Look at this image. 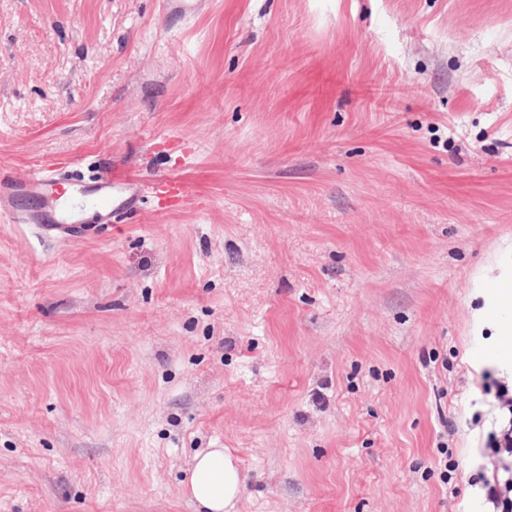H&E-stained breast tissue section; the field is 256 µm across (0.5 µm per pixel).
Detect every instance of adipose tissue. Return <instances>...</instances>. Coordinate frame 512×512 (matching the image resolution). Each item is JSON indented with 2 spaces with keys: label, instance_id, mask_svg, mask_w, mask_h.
<instances>
[{
  "label": "adipose tissue",
  "instance_id": "ef3b65f1",
  "mask_svg": "<svg viewBox=\"0 0 512 512\" xmlns=\"http://www.w3.org/2000/svg\"><path fill=\"white\" fill-rule=\"evenodd\" d=\"M491 305L481 307L479 314L488 324H498L505 338L500 345L503 358L512 357V326L499 323L498 309L512 307V271H504L492 279ZM185 489L197 512H237L243 489V477L236 457L225 448H205L192 458Z\"/></svg>",
  "mask_w": 512,
  "mask_h": 512
}]
</instances>
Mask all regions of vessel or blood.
I'll use <instances>...</instances> for the list:
<instances>
[{"instance_id":"obj_1","label":"vessel or blood","mask_w":512,"mask_h":512,"mask_svg":"<svg viewBox=\"0 0 512 512\" xmlns=\"http://www.w3.org/2000/svg\"><path fill=\"white\" fill-rule=\"evenodd\" d=\"M28 187L40 197L43 207L23 213L21 219L26 224L40 225L47 235L68 233L88 210L95 212L102 223H111L121 213L135 209L145 190L179 196L190 189L178 176L165 175L140 184L121 170L106 171L87 186L48 166L30 175Z\"/></svg>"}]
</instances>
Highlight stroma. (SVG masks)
Masks as SVG:
<instances>
[{
	"label": "stroma",
	"mask_w": 512,
	"mask_h": 512,
	"mask_svg": "<svg viewBox=\"0 0 512 512\" xmlns=\"http://www.w3.org/2000/svg\"><path fill=\"white\" fill-rule=\"evenodd\" d=\"M178 174L0 221V512H484L512 0H0V169ZM133 186L137 190L131 192ZM28 187L40 197L43 208L25 212L17 218L23 224H42L44 235H52V232L67 234L70 224H79V216L88 210L95 212L102 224H112L121 213L137 207L141 193L146 189L176 196L190 189L189 184L178 176H160L144 184L122 170L112 169L87 186L49 166L33 172ZM185 489L196 512H237L243 477L226 448H204L192 458Z\"/></svg>",
	"instance_id": "1"
}]
</instances>
